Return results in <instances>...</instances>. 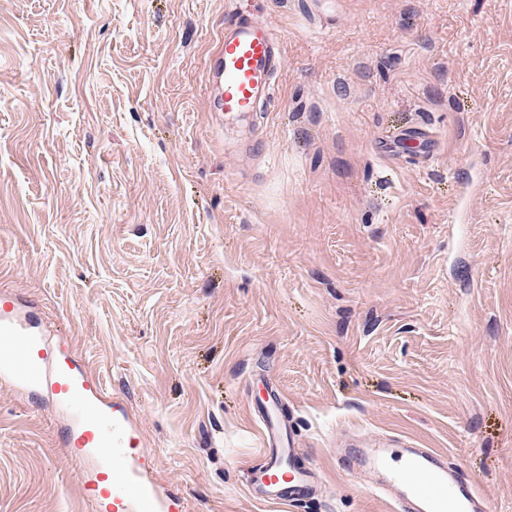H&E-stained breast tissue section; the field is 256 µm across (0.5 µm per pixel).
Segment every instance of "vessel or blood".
<instances>
[{"label":"vessel or blood","instance_id":"1","mask_svg":"<svg viewBox=\"0 0 512 512\" xmlns=\"http://www.w3.org/2000/svg\"><path fill=\"white\" fill-rule=\"evenodd\" d=\"M252 2L232 0L231 16L205 64L204 102L228 124L271 101L272 78L286 62L282 36L255 16ZM401 146L427 156L437 149L422 127L398 130L378 144L388 153ZM0 371L40 403L74 412L64 444L77 458H100L84 491L105 512H187L184 501L162 496L144 479L146 459L137 452L140 433L123 404L111 399L99 377L77 364L65 347L47 342L34 314L10 295L0 297ZM279 402V390L271 389L255 411L262 450L250 489L258 501L293 506L310 495L313 471L295 464V442L276 416ZM355 457L380 474L378 486L395 512H486L475 487L437 451L395 443L356 452Z\"/></svg>","mask_w":512,"mask_h":512}]
</instances>
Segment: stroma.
<instances>
[{"label": "stroma", "instance_id": "35a3bbf8", "mask_svg": "<svg viewBox=\"0 0 512 512\" xmlns=\"http://www.w3.org/2000/svg\"><path fill=\"white\" fill-rule=\"evenodd\" d=\"M254 6L286 66L227 128L225 0H0V292L188 512H391L340 430L436 449L512 512V0ZM403 126L437 153H377ZM265 376L315 470L292 508L249 492ZM72 422L0 381V512H95Z\"/></svg>", "mask_w": 512, "mask_h": 512}]
</instances>
